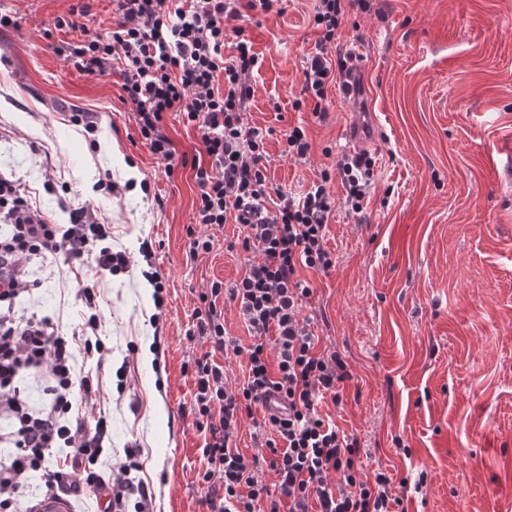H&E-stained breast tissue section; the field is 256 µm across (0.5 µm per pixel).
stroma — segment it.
Instances as JSON below:
<instances>
[{"label":"stroma","instance_id":"35a3bbf8","mask_svg":"<svg viewBox=\"0 0 512 512\" xmlns=\"http://www.w3.org/2000/svg\"><path fill=\"white\" fill-rule=\"evenodd\" d=\"M85 5L90 34L111 29V0H0L16 19L0 30V174L48 223L85 207L130 260L97 281L112 350L99 403L111 440L97 472L109 476L137 447L155 512H207L204 435L187 413L195 387L184 371L206 346L185 333L199 294L238 280L254 255L228 224L213 230L210 253L190 256L198 188L183 161L201 150L200 132L166 115L177 159L166 170L120 76L85 75L67 58L79 34L56 22ZM315 5L285 0L279 14L247 12L243 27L261 58L247 119L266 132L273 187L303 192L357 149L377 159L366 221L336 209L326 236L336 263L312 275L303 309L318 348L351 374L322 412L359 438L365 473L386 472L405 512H512V0H372L341 26L342 50L363 48V91L352 103L329 86L321 116L303 100ZM76 112L96 116V136ZM298 125L311 145L302 161L282 154ZM108 180L116 192L100 189ZM146 269L163 282V308ZM28 272L41 286L16 311L72 334L84 311L74 273L51 263Z\"/></svg>","mask_w":512,"mask_h":512}]
</instances>
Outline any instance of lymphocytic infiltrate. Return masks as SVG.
Returning a JSON list of instances; mask_svg holds the SVG:
<instances>
[{"mask_svg":"<svg viewBox=\"0 0 512 512\" xmlns=\"http://www.w3.org/2000/svg\"><path fill=\"white\" fill-rule=\"evenodd\" d=\"M114 2L118 19L112 30L72 45L74 67L106 76L113 62H120L122 89L136 108L140 136L160 160L175 159L165 114H179L200 130L202 150L192 163L199 189L196 221L217 228L241 225L242 248L259 256L232 286L211 282L186 332L189 340L211 347L191 365L196 391L189 406L204 434L207 512H255L261 501L266 512H391L402 500L391 495L389 477L356 468L358 438L340 433L319 411L325 399L339 401L337 386L350 373L337 352L317 350L311 322L301 316L313 293L301 270L325 273L334 265L325 247L339 203L328 190L331 178L339 176L346 190L341 203L359 215L371 189L373 160L343 157L335 172H322L300 197L273 192L265 134L245 120L260 57L240 20L246 8L281 11L283 0ZM369 7L370 0H318L313 23L321 36L304 70V92L314 113L324 110L327 86L352 73L345 55L329 56V45L336 43L351 10ZM230 35L235 53L228 57L224 42ZM0 223L5 226L0 232V420L8 425L0 441L12 447L0 462V512H18L34 471L43 472L47 490L65 488L78 495L104 486L117 512L130 503L135 512H153V494L135 476L136 451H127L109 478L95 470L108 436L106 419L96 413V379L111 350L99 334L94 282L79 284L76 298L87 315L71 335L61 333L51 318L14 310L15 299L38 286L26 274L34 260L59 256L78 270L94 266L104 277L126 269V255L112 249L111 225L90 222L81 207L72 210L69 224L47 223L15 182L1 176ZM222 298L239 307L254 338L248 348L230 347L217 308ZM272 329L277 336L270 343L266 336ZM227 349L245 354L248 362L236 387L210 356ZM78 359L85 364L79 374L73 368ZM258 409L270 435L248 457L233 442L241 419ZM55 448L68 449V460L50 470L46 462ZM263 465L276 473V487L258 480Z\"/></svg>","mask_w":512,"mask_h":512,"instance_id":"obj_1","label":"lymphocytic infiltrate"}]
</instances>
